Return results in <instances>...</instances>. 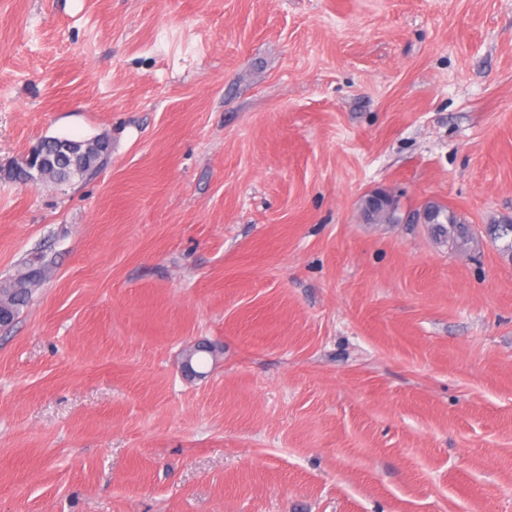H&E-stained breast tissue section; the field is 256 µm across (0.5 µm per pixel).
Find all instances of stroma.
I'll return each mask as SVG.
<instances>
[{
	"mask_svg": "<svg viewBox=\"0 0 512 512\" xmlns=\"http://www.w3.org/2000/svg\"><path fill=\"white\" fill-rule=\"evenodd\" d=\"M510 221L512 0H0V512H512ZM99 149L96 155L85 151L83 140L49 137L44 138L43 143L38 141L33 145L23 162L29 164L33 153L39 151L42 143L44 162L49 166L53 181L64 183L73 177H84L101 167L103 161L108 160L112 153V146L108 139L98 137ZM425 211L427 224H438L440 230L448 233V238L452 239L456 246L467 245L473 239L466 222L447 207L430 205L425 208ZM444 224H448V229ZM50 268V263L44 260L37 263H29L17 278L8 282V285H5L3 288H0L4 305L12 316L11 322L15 315H18L20 308L28 302L32 293V287L36 286L47 276Z\"/></svg>",
	"mask_w": 512,
	"mask_h": 512,
	"instance_id": "35a3bbf8",
	"label": "stroma"
}]
</instances>
